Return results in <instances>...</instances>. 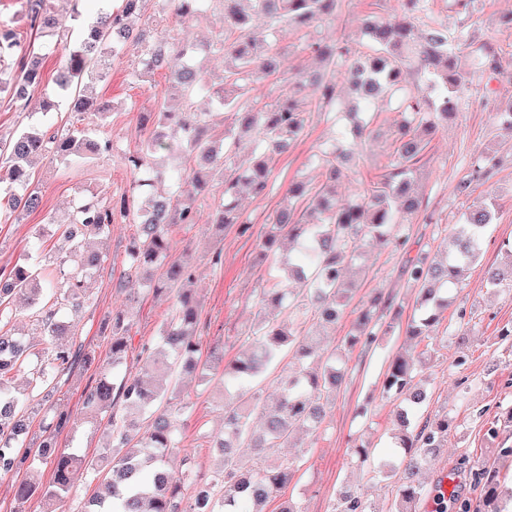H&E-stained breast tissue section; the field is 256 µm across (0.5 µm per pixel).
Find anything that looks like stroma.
Returning <instances> with one entry per match:
<instances>
[{
    "instance_id": "obj_1",
    "label": "stroma",
    "mask_w": 512,
    "mask_h": 512,
    "mask_svg": "<svg viewBox=\"0 0 512 512\" xmlns=\"http://www.w3.org/2000/svg\"><path fill=\"white\" fill-rule=\"evenodd\" d=\"M163 7L162 0H152L138 21L139 26L165 29L178 39L198 45L212 42L223 27L219 12L204 13L184 27L164 14ZM399 13L400 0H341L335 23L302 32L289 27L271 30L284 50V77L321 67L314 54L298 52L300 40L328 43L343 36L355 39L366 15L391 21ZM511 13L512 0H478L468 21L473 42L493 40L507 64H512V28L504 25L503 19ZM140 55V45L125 43L112 57L108 77L89 83L88 91L93 97L111 104L110 111L101 118L90 112H73L64 101L54 113L42 115L41 101L55 87L58 57L54 54L44 62L43 84L32 92L27 108H19L8 95H0V135L20 131L31 118L41 115L46 124L76 122L113 142L112 152L86 162L44 159L34 166L32 178L41 192L42 205L37 211L0 223V268H11L23 256L34 253L50 267H57L56 226L66 219L74 200L82 194L109 198L129 191L133 176L124 156L141 146L139 115L156 111L168 86L161 70L137 76ZM457 72L466 90L465 99L447 126L430 139L427 162L417 178V193L427 204L428 212L403 226L409 238L408 253L433 257L447 252L452 228L471 199L493 197L497 220L490 226L481 258L465 284L447 291L448 308L436 330L435 350L420 376L427 400L413 413V423L431 422L444 415L449 428L443 450L421 471L420 480L427 494L413 512H432L431 493L446 476L453 481L454 494L479 498L481 488L470 476L474 464L494 472L496 482L505 489L499 498L500 512H512V456L502 454L504 448L512 447V423L507 420V412L512 409V291L487 288L484 278L488 267L500 263L502 243L512 241V127L498 117L499 111L512 101V81L493 83L489 94H479L484 83L482 73L464 51L459 54ZM373 111L374 136L364 145L363 163L342 176L338 185L342 199L363 197L387 161V132L399 122L400 115L392 101L376 103ZM336 132L330 114L313 113L304 134L288 153L277 158L269 193L263 197L243 196V223L226 229L223 235H215L209 227L214 207L224 192L218 181L199 196L196 224H179L170 231L174 254L186 256L196 267L193 287L203 303L204 345L224 347L223 362H209L206 378L188 377L183 381L182 394L189 410L181 424V452L172 458L174 468H181L187 459L194 474L210 478L215 475V455L208 440L224 427V365L242 353V345L234 342L233 337L262 314L258 291L276 274L275 258L263 254L260 239L269 216L283 204L291 181L304 180L314 185L321 181L322 170L316 155L335 139ZM489 155L500 159L493 178L474 185L470 196L459 194L460 182ZM133 232L132 224L116 220L98 244L104 261L88 282L90 301L80 315L74 337L84 352L94 356L95 362L64 377L51 397L54 408L71 416L69 428L57 438L59 448L69 453L91 458L105 450L102 429L108 419L102 416L97 423H89L84 399L97 378L99 363L109 355L108 322L113 311L126 308L131 313L129 355L133 358L142 346L156 343L160 326L174 311L172 298L154 296L138 281H130L125 289L117 288ZM217 252L222 253L224 263L215 268L209 259ZM404 256L377 249L364 260L348 262L356 291L343 318L326 332L329 345L336 348L345 379L317 434H298L296 447L280 449V456L294 460L298 471L268 501L265 512H280L282 503L290 499L301 503L303 512H332L337 492L345 485L354 487L374 512H389L395 502L399 477L385 478L376 472L378 462L395 453L391 436L397 402L383 398L381 383L396 354L422 349L421 344L405 334L416 311L418 290L404 269ZM376 290L393 299V308L399 313L395 329L378 337L371 347H344L343 339L351 331L362 301ZM465 316L475 325L466 335L460 331ZM361 443L369 446L372 454L366 462L357 464L352 460V452Z\"/></svg>"
}]
</instances>
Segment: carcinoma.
I'll return each instance as SVG.
<instances>
[{
    "label": "carcinoma",
    "instance_id": "obj_1",
    "mask_svg": "<svg viewBox=\"0 0 512 512\" xmlns=\"http://www.w3.org/2000/svg\"><path fill=\"white\" fill-rule=\"evenodd\" d=\"M150 0H120V5L102 13L85 26L78 40L61 47L56 93L70 99L73 111L105 114L107 105L92 104L77 93L84 78L104 80L108 61L130 39L142 47L139 75L157 70L169 72L172 86L182 99L183 109L173 112L166 102L159 111L140 116L141 126L153 124L138 152L126 157L134 176L131 194L114 204L98 195L74 201L69 221L59 225L61 261L69 264L63 282L51 272L23 258L10 271L0 269V474L24 473L15 498L24 503L34 495L43 500L45 512H57L71 492L74 474L83 469L104 473L103 491L91 497L81 512H236L240 501L256 505L265 502L289 483L295 462L273 458L274 449L288 446L293 431L315 433L327 408L336 397L343 373L336 367V353H327L320 344L293 327L290 316L296 307L291 282L305 285L304 305L317 322H335L349 304L352 285L347 279L344 259L355 247H392L406 255L405 268L419 287V312L408 323L406 334L424 343L421 353L396 357L382 381L383 393L400 401L399 428L393 435L403 449L398 459L379 463L378 474L388 477L402 470L399 499L393 512H405L404 505L418 502L424 486L418 476L422 463L443 447L448 435V418L410 426L409 413L422 405L427 395L416 378L423 356L436 345L435 326L448 306L441 292L461 285L470 268L480 259L484 231L493 223L495 202L476 199L462 213L452 233V248L439 260L411 257L408 238L391 232L422 207L414 190L418 166L426 156L422 134H433L456 114L464 88L451 74L455 56L463 46L471 49L490 82L508 72L490 41L468 42L463 26L445 24L421 31L416 22L427 14L430 0H402L403 13L394 23L377 18L365 20L366 42L342 38L332 44H306L311 51L334 65L350 68L352 83L363 107L381 95L399 100L404 119L392 138L388 163L359 201L336 199L334 186L343 166L359 157L346 151L348 140L362 139L373 122L369 112H345L336 94L335 82L316 76V99L304 107L298 100L306 82H297L273 98L251 95L253 85L280 73L283 49L268 35L252 26L251 13L265 16L268 27L292 25L309 29L336 18L339 0H249L252 12L241 7L242 0H215L224 14V32L206 45L157 36L150 29H134L131 22L146 11ZM173 7L182 24H190L203 12L208 0H163ZM29 28L42 37L53 36L56 20L51 0H23ZM224 55V74L219 81L204 80L196 64L201 54ZM44 46L24 44L19 34L0 21V61L16 64L10 72L0 70V93L18 106L26 107L31 92L43 78ZM424 77L431 95L413 94L407 89L410 76ZM203 95L214 105L212 112L192 111V102ZM312 112L334 113L339 138L321 151L320 163L328 174L326 183L313 187L296 182L288 188V205L269 218L262 249L277 255L276 282L261 289L260 303L273 311L240 331L235 340L247 351L224 367V431L212 437V447L220 457L221 472L197 483L194 503H185L191 471L180 474L169 468L171 455L180 446L177 419L187 405L181 397L176 377L204 370L201 361L202 336L200 302L185 283L195 270L170 256V228L191 227L197 222L196 194L206 191L214 174L224 183L223 201L213 213L212 227L222 233L243 223L239 213L243 191L259 197L269 193L276 158L303 133ZM112 151V140L94 138L73 126L54 132L33 124L8 137L0 136V219L8 221L17 211L34 212L42 197L32 187L31 164L43 158L59 161L89 159ZM179 152L191 159L188 178L194 192L157 188L166 172L153 157L163 152ZM496 170L495 158L473 169L462 187L485 183ZM136 226L127 250L124 276L139 278L156 295H174L175 311L160 328L158 346L143 348L140 366L127 371L132 324L126 312L112 314L111 355L88 392L84 409L91 418L109 415L112 439L106 455L96 460L66 453L57 448V434L68 426L69 418L57 410L43 424L42 439L28 440V411L39 396L58 388L59 379L91 356L71 350L61 337L69 336L76 324L68 316L78 313L87 302L85 283L103 261L101 253L84 248L90 236L102 235L117 218ZM302 243L303 259L282 250L283 240ZM500 266L486 273V286L512 289V244H502ZM25 297L36 317L46 347L36 349L15 334L9 325L15 316V298ZM391 309L381 292L372 294L357 318V334L348 343L373 345ZM294 354L293 367L283 366L277 379L278 395L272 402L261 397L254 381L275 362ZM26 373V387L18 391L13 378ZM53 470L52 482L36 485L37 466ZM475 481L483 485L480 500L462 499L452 512H491L497 499L494 481L483 468L474 470ZM334 512H373L359 496L344 491Z\"/></svg>",
    "mask_w": 512,
    "mask_h": 512
}]
</instances>
